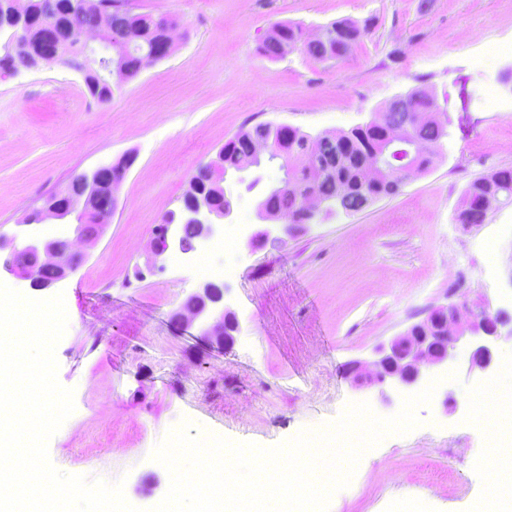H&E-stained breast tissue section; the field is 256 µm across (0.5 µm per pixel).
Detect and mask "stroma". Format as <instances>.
Here are the masks:
<instances>
[{
  "label": "stroma",
  "instance_id": "obj_1",
  "mask_svg": "<svg viewBox=\"0 0 512 512\" xmlns=\"http://www.w3.org/2000/svg\"><path fill=\"white\" fill-rule=\"evenodd\" d=\"M175 19L173 48L106 103L57 63L0 77V229L23 223L75 174L136 159L112 222L87 247L85 263L59 286L37 290L9 275L0 283L28 298L63 295L67 330L55 347L57 380L75 410L50 438L61 472L122 482L127 501L151 512L170 476L154 448L183 421L194 432L271 447L328 427L350 403L376 394L343 371L434 307L461 298L512 312V204L493 203L484 223H459L466 186L512 169V91L488 108L512 54L483 71L490 44H512V0H140ZM361 38L346 57L316 61L293 50L278 60L256 47L274 23L308 34L338 20ZM448 118L429 169L393 196L356 214L304 225L281 242L249 248L261 187L234 186L237 275L224 303L240 331L228 348L201 339L172 315L204 277L155 255V228L179 211L188 180L241 129L287 124L309 135L369 122L415 88ZM452 384L458 408L417 407L418 426L386 437L361 458L328 512H477L508 469L482 459L488 423L461 425L481 372L460 360Z\"/></svg>",
  "mask_w": 512,
  "mask_h": 512
}]
</instances>
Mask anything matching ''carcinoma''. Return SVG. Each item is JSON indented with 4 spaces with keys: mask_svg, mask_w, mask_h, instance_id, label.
I'll return each instance as SVG.
<instances>
[{
    "mask_svg": "<svg viewBox=\"0 0 512 512\" xmlns=\"http://www.w3.org/2000/svg\"><path fill=\"white\" fill-rule=\"evenodd\" d=\"M64 4V16L57 20L52 35H46L41 27V17L46 11L47 0H30L31 11L23 24L24 37L28 38L31 52L8 55V69L26 70L34 56L41 53L46 38L63 45H74L76 30L94 25L100 13L112 16L113 34L117 38L131 37L141 49L153 50L164 38L162 26L154 14L142 10L133 0H97L88 9L72 0H60ZM276 37L264 39L257 47L258 54L276 60L283 57L281 46L299 49L317 61L338 60L344 57L341 49L347 43L361 37L362 31L349 20L333 21L321 27L324 36L308 39L298 23L278 22L273 25ZM89 95L99 102L112 99L114 93L104 82L101 73L91 72L85 79ZM406 101L415 112L431 113L426 123L407 127L408 140L401 145H391L383 131L405 124L407 113L389 102L384 110L365 127L348 132H325L311 137L299 129L283 127L271 122L259 123L240 130L213 157L217 164L224 163V175L249 172L260 165L252 154L254 143L269 145V161H279L283 176L271 187L258 203L267 213L288 218L291 224H308L304 215V201L314 192L321 200L336 208L360 212L366 202L388 196V187L401 177L407 167L419 173L432 164L430 148L447 136V119L436 115L433 96L423 88H415L405 94ZM380 153L387 161L383 172L368 181L364 178V164L374 154ZM212 167L200 164L191 175L183 202L187 203L198 193L212 191ZM487 195L512 202V170L502 169L470 182L464 191L463 208L458 214L462 224H481L486 212L478 205Z\"/></svg>",
    "mask_w": 512,
    "mask_h": 512,
    "instance_id": "obj_1",
    "label": "carcinoma"
}]
</instances>
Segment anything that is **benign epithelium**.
<instances>
[{"label":"benign epithelium","mask_w":512,"mask_h":512,"mask_svg":"<svg viewBox=\"0 0 512 512\" xmlns=\"http://www.w3.org/2000/svg\"><path fill=\"white\" fill-rule=\"evenodd\" d=\"M158 20L167 29V40L161 50L142 60L143 66L167 58L172 49L173 23L166 16ZM77 42L79 63H70V57L53 45L31 69L61 61L82 75L96 67L111 87L128 79L112 52L109 16L103 15L96 25L81 30ZM123 179L124 173H112L109 165L78 174L74 182L30 215L25 225H17L10 234L0 233V271L32 284L43 281L48 288L68 278L87 257L76 244L96 242L111 222L117 208L116 191ZM216 201L215 194L197 195L184 206L177 223L196 225L199 242L215 237L224 221L232 217V211L217 207ZM49 220L55 221V229L41 230L40 226ZM294 228L288 223L266 224L250 235L247 245L253 249L270 240L278 241L279 234L291 233ZM195 296L197 302L182 307L174 319L198 323L202 334L221 346L234 344L239 321L232 310L224 307V283L206 282ZM508 325L512 326V314L499 311L492 316L480 303L463 300L435 307L423 321L389 344L380 345L371 362H351L348 373L357 388L377 390L380 401L389 406L393 397L419 390L439 377L454 364L462 349L469 352V370H492L498 342L505 336L512 339V329L503 332Z\"/></svg>","instance_id":"1"}]
</instances>
